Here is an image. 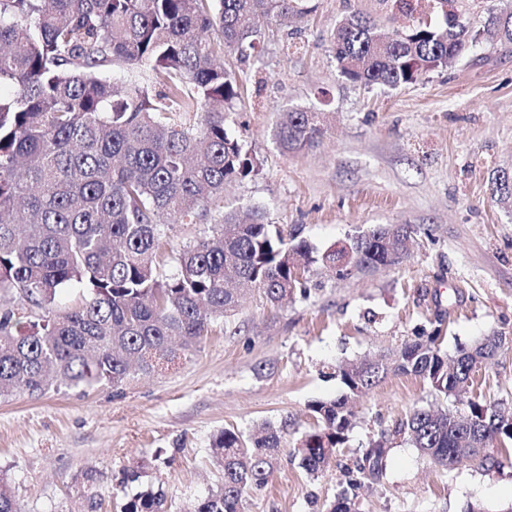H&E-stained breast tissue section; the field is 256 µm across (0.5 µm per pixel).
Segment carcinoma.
Returning <instances> with one entry per match:
<instances>
[{"mask_svg": "<svg viewBox=\"0 0 512 512\" xmlns=\"http://www.w3.org/2000/svg\"><path fill=\"white\" fill-rule=\"evenodd\" d=\"M392 2L385 33L362 13L330 36L340 73L364 85L397 88L452 66L469 49L460 0ZM303 0H0V398L42 395L64 384L121 386L132 373L196 347L212 324L253 290L273 304L310 288L301 270L320 265L339 277L386 267L407 254L415 229L377 224L319 250L288 239L252 207L211 222L224 186L258 174L256 157L225 128L237 80L216 64L246 59L265 39L264 21L302 14ZM484 34L512 43V10L488 16ZM124 67L119 88L107 72ZM323 134L318 113H282L275 140L285 153ZM210 224L208 234L162 254L176 224ZM175 265L168 275L164 268ZM81 293L77 307L60 294ZM434 328L396 353L334 369L344 393L309 405L318 422L294 451L310 477L346 447L353 400L390 373L418 377L444 399L466 405L418 407L369 441L327 512H360L353 490L383 475L392 438L452 470L462 460L504 468L512 411L469 396L473 375L502 347L500 336L460 344L450 355ZM281 444L271 423L245 437L226 429L213 442L223 483L191 512H244L249 492L268 482ZM146 489L123 512H162Z\"/></svg>", "mask_w": 512, "mask_h": 512, "instance_id": "cac0c4a2", "label": "carcinoma"}]
</instances>
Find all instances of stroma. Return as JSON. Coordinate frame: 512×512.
<instances>
[{"mask_svg": "<svg viewBox=\"0 0 512 512\" xmlns=\"http://www.w3.org/2000/svg\"><path fill=\"white\" fill-rule=\"evenodd\" d=\"M506 2L469 0V52L396 89L348 81L329 51L344 15L388 25L381 0H307L304 16L270 19L260 56L225 54L240 92L226 130L261 169L226 185L213 218L259 206L285 235L320 249L376 224H409L410 253L344 278L311 267L305 300L274 305L253 292L196 349L120 387L0 398V477L21 512H120L150 486L162 489L166 512H189L223 481L215 435L266 422L282 427V447L245 512H325L356 449L413 408L440 404L422 379L388 375L358 403L323 477L309 478L293 449L316 426L309 403L341 395L330 376L338 362L398 351L439 314L450 352L512 336V204L492 193L495 171L512 172V44L483 34ZM297 108L322 113L325 132L286 155L274 129ZM472 394L512 408V345L480 367ZM356 494L361 512H506L512 466L445 471L398 438L380 480Z\"/></svg>", "mask_w": 512, "mask_h": 512, "instance_id": "stroma-1", "label": "stroma"}]
</instances>
